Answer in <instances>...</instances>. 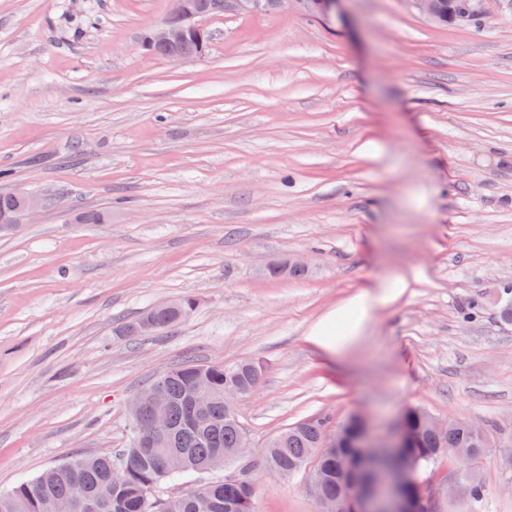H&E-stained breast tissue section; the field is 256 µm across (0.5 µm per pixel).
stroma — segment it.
<instances>
[{"mask_svg": "<svg viewBox=\"0 0 512 512\" xmlns=\"http://www.w3.org/2000/svg\"><path fill=\"white\" fill-rule=\"evenodd\" d=\"M171 8L0 0V192L45 199L0 235V491L121 454L130 402L173 365L250 360L255 450L305 419L380 434L422 408L490 426L472 469L483 512H512V0L462 28L407 0L214 16L188 63L142 46ZM297 258L303 276L271 275ZM400 274L340 357L308 342ZM185 296L186 320L121 332ZM254 479L257 512H319L307 473ZM419 482L469 512L452 458Z\"/></svg>", "mask_w": 512, "mask_h": 512, "instance_id": "35a3bbf8", "label": "stroma"}]
</instances>
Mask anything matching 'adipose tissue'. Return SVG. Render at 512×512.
Listing matches in <instances>:
<instances>
[{
    "instance_id": "1",
    "label": "adipose tissue",
    "mask_w": 512,
    "mask_h": 512,
    "mask_svg": "<svg viewBox=\"0 0 512 512\" xmlns=\"http://www.w3.org/2000/svg\"><path fill=\"white\" fill-rule=\"evenodd\" d=\"M381 301V296L370 291L358 292L342 312L310 332L309 343L328 354L343 353L351 339L358 335L371 309Z\"/></svg>"
}]
</instances>
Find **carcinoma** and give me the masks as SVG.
I'll list each match as a JSON object with an SVG mask.
<instances>
[{
    "mask_svg": "<svg viewBox=\"0 0 512 512\" xmlns=\"http://www.w3.org/2000/svg\"><path fill=\"white\" fill-rule=\"evenodd\" d=\"M196 300L185 296L172 308L152 307L121 326L127 336L143 335L142 326L151 321L161 331L183 321L195 309ZM260 377L259 368L250 361L235 364H199L191 361L176 364L150 380L148 386L159 388L167 403L172 435L163 444H154L146 435L133 431L130 448L121 454L119 464L126 465L123 479L111 482L116 462L103 455L78 458L55 466L38 478L21 482L8 493L0 494V512H53L55 501L79 497L90 505L89 512H256L257 484L252 479L209 482L200 487H186L161 498V489L204 471L216 451L224 452L230 467L240 465L236 458L240 435L247 431L241 416L224 406V396L235 390L249 395ZM211 394L212 405L187 425L188 400L198 384ZM408 426L418 434L415 448L405 449L417 469L427 468L439 457L438 449L448 448L445 438L434 434L424 425V411L415 409L407 414ZM325 436V421L308 419L292 425L275 436L277 444L266 445V467L283 476L310 471V479H322L323 495L337 498L344 493L342 483L333 476L336 458L321 451ZM459 446L471 451L477 459L491 447L468 423H463ZM183 453L184 468L175 476L164 467V461L174 451ZM471 504L478 512L486 498L480 480L468 482Z\"/></svg>",
    "mask_w": 512,
    "mask_h": 512,
    "instance_id": "cac0c4a2",
    "label": "carcinoma"
}]
</instances>
